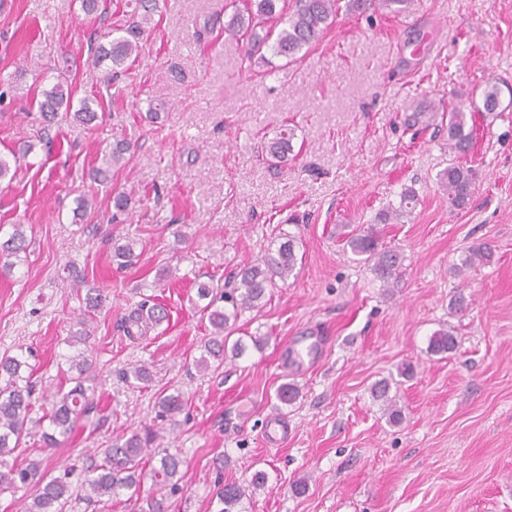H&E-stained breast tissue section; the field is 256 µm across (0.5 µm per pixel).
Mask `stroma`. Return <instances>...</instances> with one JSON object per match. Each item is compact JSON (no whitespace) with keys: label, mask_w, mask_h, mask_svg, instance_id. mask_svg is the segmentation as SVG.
<instances>
[{"label":"stroma","mask_w":512,"mask_h":512,"mask_svg":"<svg viewBox=\"0 0 512 512\" xmlns=\"http://www.w3.org/2000/svg\"><path fill=\"white\" fill-rule=\"evenodd\" d=\"M231 2L159 0L137 59L111 82L90 40L132 21L128 0H98L93 12L82 0H0V158L11 164L0 241L17 224L29 241L0 268V356L24 355L34 404L66 379L88 289L106 296L88 347L96 408L59 447L28 438L27 457L55 475L71 469L67 512H142L156 494L150 477L135 502L90 503L81 484L104 448L148 429L183 461L165 512H218L219 489L258 471L267 484L244 512H512V96L495 117L480 113L486 83L512 85V0L342 10L302 59H274L266 73L224 32ZM60 81L69 109L44 121L37 102ZM87 98L97 120L74 121ZM422 100L472 117L464 160L477 180L464 208L440 180L454 160L447 130L405 123ZM285 125L298 154L276 170L257 146ZM118 143L125 163L106 167ZM407 188L414 210L384 227L403 256L398 286L386 288L336 227L377 223ZM81 196L95 209L78 212ZM285 234L301 265L233 333L265 345L199 371L209 327L198 283L260 262ZM128 237L134 257L121 270L113 247ZM478 244L492 262L460 270ZM460 296L466 306L453 310ZM146 298L169 318L130 339L120 320ZM444 326L457 348L436 355L429 338ZM309 337L322 339L321 356L282 370L283 344ZM407 362L414 375L393 425L371 387ZM139 365L148 382L123 379ZM285 382L300 390L288 406L276 398ZM176 392L187 406L158 417V398ZM272 412L288 419L279 445L266 439Z\"/></svg>","instance_id":"1"}]
</instances>
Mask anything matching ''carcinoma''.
<instances>
[{"instance_id": "obj_1", "label": "carcinoma", "mask_w": 512, "mask_h": 512, "mask_svg": "<svg viewBox=\"0 0 512 512\" xmlns=\"http://www.w3.org/2000/svg\"><path fill=\"white\" fill-rule=\"evenodd\" d=\"M136 4L142 9L141 19L132 21L124 29L112 30V39L108 43L91 46L94 64L108 61L118 68L138 54L139 40L145 33L144 24L151 20L157 3L156 0H136ZM339 9L340 0H244L243 8L236 9L224 25V31L246 40L249 65L268 68L271 61L262 53L263 49H269L272 56L288 63L297 60L303 49L312 47L322 38L330 25L329 19ZM69 98V89L59 82L44 90L38 103L43 119L55 118L59 107ZM482 100L485 116L495 114L501 103L499 84H487L482 91ZM438 120L448 122V148L458 154L468 153L473 141V128L468 126L465 112L458 109L446 113L433 112L430 107L420 105L408 116L411 126L421 125L425 129ZM294 138V129H282L261 145V154L270 165L279 167L288 162ZM442 180L448 192V203L457 209L464 207L473 193L472 170L461 164H451L444 171ZM340 230L344 245L359 261L370 267L384 286L389 288L398 282L403 257L398 249L384 242L383 231L377 225L352 228L343 224ZM25 249L23 225L16 224L10 238L0 243V255H16ZM491 258V248L480 246L469 252L461 268H469ZM297 265L296 240L287 236L261 262L239 269L224 283L199 284L198 297L208 300L202 311L213 328L211 337L204 342L203 355L195 361L199 370L206 371L214 363L221 365L228 356L234 359L243 356L246 346L241 340L227 346V338L233 332L235 322L243 311L263 307L277 282L286 281L294 274ZM167 317L162 306L151 305L145 299L124 318L122 328L131 338L145 336ZM456 346V337L446 328L434 331L429 340V349L435 354L451 353ZM68 361L69 369L77 371L76 375L68 378L73 386L67 390L60 387L55 393L43 396L46 412L34 418L32 385L29 378L20 374L26 361L19 355L0 360V494L26 489L30 501L23 504L22 512H66L68 507L71 471L65 469L63 473L52 476L41 459L31 460L24 467L10 465L4 460L35 430L47 447L59 445L92 412L95 388L85 385V374L92 361L83 351ZM373 397L382 402L390 422L395 424L401 420V410L397 408L395 396L391 395L389 380L382 379L374 385ZM183 406L184 398L179 393L164 395L157 402L159 413L164 417L180 412ZM157 439L158 433L148 429L142 436L133 434L123 441L113 442L104 450L103 463L84 480L88 490L86 500L117 496L122 491L130 492L132 497L137 495L143 454L151 451ZM181 464L178 455L163 451L159 467L151 470V480L157 490L177 486L175 478L181 475ZM265 483V474L258 472L246 486L224 485L217 493L219 502L224 505L221 512H242L240 505L243 499L263 488Z\"/></svg>"}]
</instances>
